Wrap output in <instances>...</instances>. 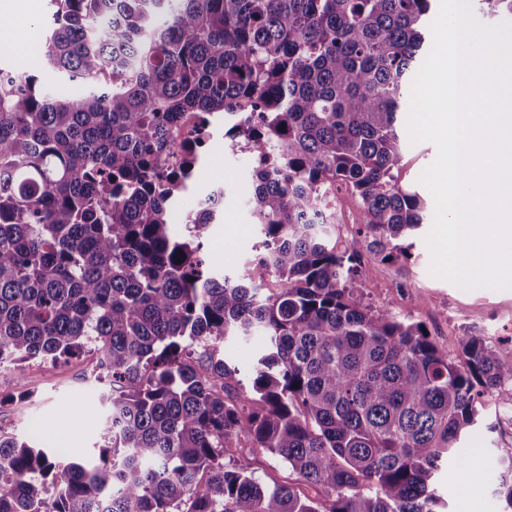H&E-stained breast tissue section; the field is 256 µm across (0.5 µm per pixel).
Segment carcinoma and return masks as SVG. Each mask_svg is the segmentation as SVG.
I'll use <instances>...</instances> for the list:
<instances>
[{
    "label": "carcinoma",
    "mask_w": 512,
    "mask_h": 512,
    "mask_svg": "<svg viewBox=\"0 0 512 512\" xmlns=\"http://www.w3.org/2000/svg\"><path fill=\"white\" fill-rule=\"evenodd\" d=\"M51 2L44 57L79 91L0 67V368L89 352L107 415L80 461L0 429V512H439L474 391L512 381V356L463 336L461 366L352 295L360 248L423 224L424 198L395 178L397 121L432 0ZM184 112L224 113L252 154L276 290L248 263L205 265L224 190L173 232L188 186L161 159ZM334 185L361 205L347 256L325 222ZM256 336L247 392L224 342ZM247 447L315 495L263 487L232 465Z\"/></svg>",
    "instance_id": "carcinoma-1"
}]
</instances>
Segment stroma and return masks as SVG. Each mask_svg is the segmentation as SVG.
<instances>
[{
  "label": "stroma",
  "mask_w": 512,
  "mask_h": 512,
  "mask_svg": "<svg viewBox=\"0 0 512 512\" xmlns=\"http://www.w3.org/2000/svg\"><path fill=\"white\" fill-rule=\"evenodd\" d=\"M403 162L398 182L423 191L419 177L436 157L428 142L412 143L408 126H401ZM208 169L224 176V210L220 223L211 225L203 240L207 267L217 272L239 264L254 265L253 277L275 286L270 272L258 266L262 235L246 200L252 191L251 160L247 152L214 151ZM333 239L336 251L350 254L360 229V205L348 191L338 194ZM427 206L415 233L403 240V252L385 259L369 250L359 257L355 299L372 310L389 311L404 322L422 323L426 332L451 360L459 358L462 336H479L497 353L512 355V290L465 291L429 272L431 253L425 242L434 219ZM95 363L83 355L65 363L31 360L0 371V429L22 436L38 434L45 447L59 449L65 460L94 455L103 422L99 386L89 373ZM480 421L465 437L461 449L473 454L468 468L448 465L438 473L436 488L445 512H504L495 493L497 451L512 448V383L477 398ZM235 464L252 473L262 485L295 482V475L264 448L236 455Z\"/></svg>",
  "instance_id": "35a3bbf8"
}]
</instances>
